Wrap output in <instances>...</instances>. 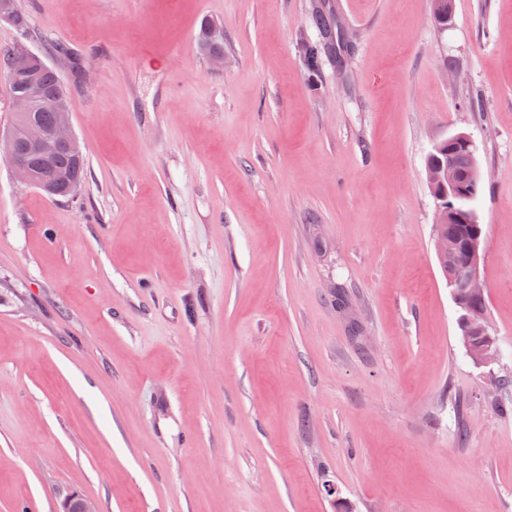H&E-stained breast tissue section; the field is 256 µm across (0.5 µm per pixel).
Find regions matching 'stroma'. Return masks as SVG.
I'll list each match as a JSON object with an SVG mask.
<instances>
[{
  "label": "stroma",
  "instance_id": "obj_1",
  "mask_svg": "<svg viewBox=\"0 0 512 512\" xmlns=\"http://www.w3.org/2000/svg\"><path fill=\"white\" fill-rule=\"evenodd\" d=\"M19 0L73 87L81 188L0 159V512H512V0ZM224 30V67L196 49ZM481 93L485 108L468 107ZM483 170L478 366L436 255L426 157Z\"/></svg>",
  "mask_w": 512,
  "mask_h": 512
}]
</instances>
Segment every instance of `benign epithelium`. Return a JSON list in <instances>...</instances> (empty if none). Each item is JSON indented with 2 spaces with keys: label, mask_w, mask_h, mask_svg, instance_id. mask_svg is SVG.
Listing matches in <instances>:
<instances>
[{
  "label": "benign epithelium",
  "mask_w": 512,
  "mask_h": 512,
  "mask_svg": "<svg viewBox=\"0 0 512 512\" xmlns=\"http://www.w3.org/2000/svg\"><path fill=\"white\" fill-rule=\"evenodd\" d=\"M43 64L41 57L24 48L16 49L11 57L10 74L21 75L28 80V93L14 99L13 112L25 121L7 131H0V157L11 166L16 177L52 198L66 197L59 186L51 182L34 178L27 161L17 150L18 138H23L31 152L41 157L45 164L62 150L77 149L78 141L73 133L71 119L64 112L66 104L62 100L44 94L40 85L34 80L33 73ZM39 107H55L63 109L59 121L52 127H45L32 120V111ZM448 147H462L469 152L470 166L462 172L453 161L445 166L428 167L427 175L430 186L437 189L436 223L445 219H453L458 224L467 226L464 254L454 259L453 250H448V288L452 296L459 300L468 295L482 299L485 297V279L481 270V247L485 239L484 224L480 222L477 212L465 209L449 211L446 200L448 196L462 188L463 184H476L482 179V172L475 156L474 141L466 132H458L446 139ZM458 336L467 354L478 365L496 363L501 359V350L497 338L491 334L486 310L470 308L458 303L457 308ZM62 512H97L95 503L81 494H73L63 502Z\"/></svg>",
  "instance_id": "1"
}]
</instances>
